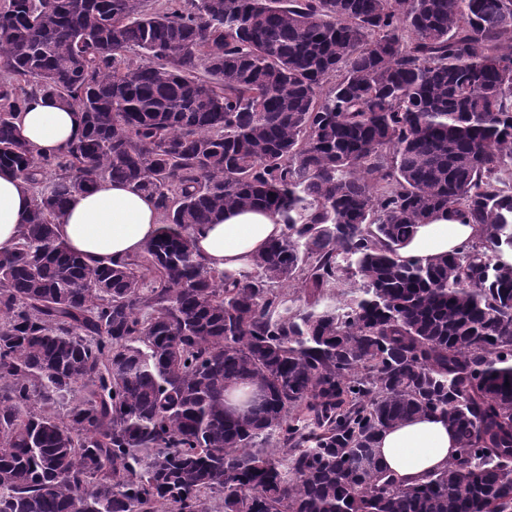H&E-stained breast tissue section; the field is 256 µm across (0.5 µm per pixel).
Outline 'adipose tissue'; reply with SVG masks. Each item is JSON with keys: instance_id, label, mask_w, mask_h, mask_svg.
Instances as JSON below:
<instances>
[{"instance_id": "ef3b65f1", "label": "adipose tissue", "mask_w": 512, "mask_h": 512, "mask_svg": "<svg viewBox=\"0 0 512 512\" xmlns=\"http://www.w3.org/2000/svg\"><path fill=\"white\" fill-rule=\"evenodd\" d=\"M17 124L23 137L45 156L81 134L74 109L39 95L29 99ZM31 203V191L10 173L0 172V250L17 243ZM160 222L154 198L101 178L70 200L58 232L85 261L118 264L139 254L155 237ZM282 231V224L267 210H229L218 222L195 230L193 240L207 266L236 272L250 268ZM477 232L476 225L440 213L417 226L400 254L426 263L459 249ZM456 448L457 438L441 414L419 415L393 426L379 435L376 445L381 463L404 485L425 481L447 467Z\"/></svg>"}]
</instances>
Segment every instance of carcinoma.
Here are the masks:
<instances>
[{"label": "carcinoma", "instance_id": "obj_1", "mask_svg": "<svg viewBox=\"0 0 512 512\" xmlns=\"http://www.w3.org/2000/svg\"><path fill=\"white\" fill-rule=\"evenodd\" d=\"M0 68L33 197L0 251V512H512V0H3ZM36 94L82 127L50 157ZM104 177L163 214L115 266L57 231ZM232 208L283 225L247 271L191 238ZM440 211L477 237L400 259ZM433 413L456 456L406 487L377 436ZM17 124L23 137L44 156L55 154L62 145L81 134L74 109L41 95L29 99L19 114Z\"/></svg>", "mask_w": 512, "mask_h": 512}]
</instances>
